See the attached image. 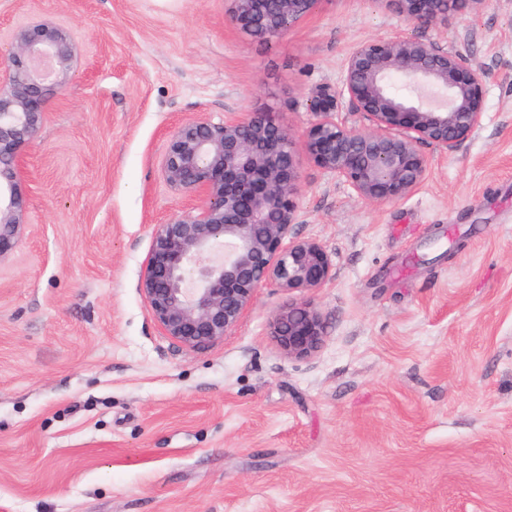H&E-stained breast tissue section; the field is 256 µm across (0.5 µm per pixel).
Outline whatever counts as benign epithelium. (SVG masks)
I'll list each match as a JSON object with an SVG mask.
<instances>
[{"mask_svg":"<svg viewBox=\"0 0 512 512\" xmlns=\"http://www.w3.org/2000/svg\"><path fill=\"white\" fill-rule=\"evenodd\" d=\"M486 0H382L416 30L448 26V17ZM227 16L246 35L283 37L318 0H227ZM0 57V262L25 232L28 202L21 188L25 149L41 133L47 99L71 79L76 41L52 22L22 24ZM404 79L408 96L394 91ZM489 73L421 36L357 44L341 87L321 89L311 109L321 116L294 138L267 112H238L220 123L190 118L171 135L161 158L165 184L198 205L157 224L139 290L166 336L199 350L224 340L265 284L312 292L332 279V263L316 242L297 237L299 171L304 151L359 197L382 204L414 192L429 160L419 146L452 152L479 127ZM371 122L336 121L337 100ZM271 336L290 357L322 347L325 319L308 301H291L270 321Z\"/></svg>","mask_w":512,"mask_h":512,"instance_id":"7a95c632","label":"benign epithelium"}]
</instances>
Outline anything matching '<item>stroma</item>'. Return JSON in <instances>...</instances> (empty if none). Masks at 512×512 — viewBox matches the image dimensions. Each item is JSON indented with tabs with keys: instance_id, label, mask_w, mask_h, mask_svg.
Here are the masks:
<instances>
[{
	"instance_id": "stroma-1",
	"label": "stroma",
	"mask_w": 512,
	"mask_h": 512,
	"mask_svg": "<svg viewBox=\"0 0 512 512\" xmlns=\"http://www.w3.org/2000/svg\"><path fill=\"white\" fill-rule=\"evenodd\" d=\"M225 0H0L69 28L74 75L27 148V228L0 262V512H512V0L427 31L489 71L480 127L372 204L299 157V237L333 277L323 347L270 333L266 285L220 342L164 335L139 291L154 225L189 209L160 160L188 118L269 113L295 138L360 42L413 29L319 0L281 38Z\"/></svg>"
}]
</instances>
